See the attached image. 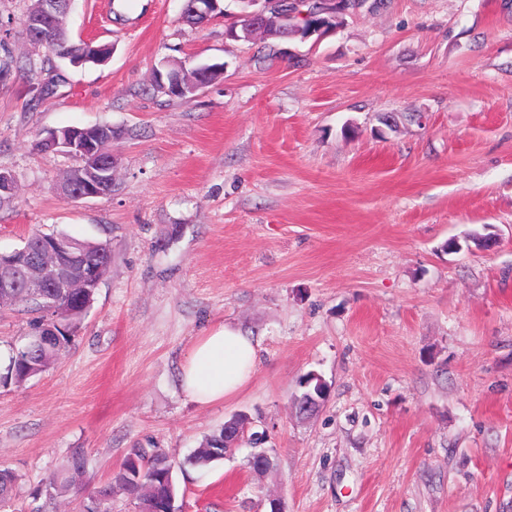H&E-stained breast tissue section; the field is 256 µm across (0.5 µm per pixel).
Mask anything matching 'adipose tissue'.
<instances>
[{
	"label": "adipose tissue",
	"mask_w": 512,
	"mask_h": 512,
	"mask_svg": "<svg viewBox=\"0 0 512 512\" xmlns=\"http://www.w3.org/2000/svg\"><path fill=\"white\" fill-rule=\"evenodd\" d=\"M256 346L252 336L225 324L199 337L180 366L183 394L201 406L223 402L251 379Z\"/></svg>",
	"instance_id": "adipose-tissue-1"
}]
</instances>
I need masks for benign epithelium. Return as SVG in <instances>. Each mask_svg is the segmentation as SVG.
<instances>
[{
  "mask_svg": "<svg viewBox=\"0 0 512 512\" xmlns=\"http://www.w3.org/2000/svg\"><path fill=\"white\" fill-rule=\"evenodd\" d=\"M221 0H188L184 16L202 18L207 22L224 14ZM245 8L241 17L247 21L241 29H230V36L248 38L252 35L253 24L266 20L273 9L271 0H242ZM363 0H328L321 12L327 17L300 32L296 25L298 12L282 4L277 11V22L284 38L299 35L308 38L316 32L335 26L336 14L355 9ZM73 0H39L37 10L25 23L29 39L48 45L54 54L73 67L86 63L102 65L112 54V45L92 43L86 49L76 51L69 48L63 40L65 19L72 8ZM198 82L191 83L183 75V69L173 68L162 62L155 69L157 81L163 88L176 94L193 95L209 85L224 73L222 64H204L197 67ZM112 137V131L102 130L98 126L61 127L51 129L37 140L38 149L48 152H61L77 160V164L68 170L56 186L60 196L66 201H79L104 197L112 194V168L115 157L106 156L101 149L104 138ZM73 250L62 246L56 237L43 240L36 252L14 251L7 257L0 253V305L16 299V289L34 288L43 293L47 288L66 286L73 289L75 303L84 307L88 302V289L98 286V281L90 275L78 274L71 262Z\"/></svg>",
  "mask_w": 512,
  "mask_h": 512,
  "instance_id": "obj_1",
  "label": "benign epithelium"
}]
</instances>
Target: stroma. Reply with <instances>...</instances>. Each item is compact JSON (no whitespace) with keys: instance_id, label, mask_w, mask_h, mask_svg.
Masks as SVG:
<instances>
[{"instance_id":"stroma-1","label":"stroma","mask_w":512,"mask_h":512,"mask_svg":"<svg viewBox=\"0 0 512 512\" xmlns=\"http://www.w3.org/2000/svg\"><path fill=\"white\" fill-rule=\"evenodd\" d=\"M0 0V252L34 231L108 242L112 264L74 340L45 372L0 387V512H80L43 491L73 451L88 493L131 449L174 461L181 512H512V0H381L305 41L227 35L183 0H74L73 38L113 46L62 65L48 95L27 69L52 58ZM220 62L196 96L153 89L163 60ZM392 115L395 128L380 118ZM115 131L112 193L65 201L73 158L48 130ZM492 235V247L476 237ZM259 342L249 385L202 407L177 372L221 324ZM329 396L295 414L298 381ZM238 413L242 442L184 460Z\"/></svg>"}]
</instances>
